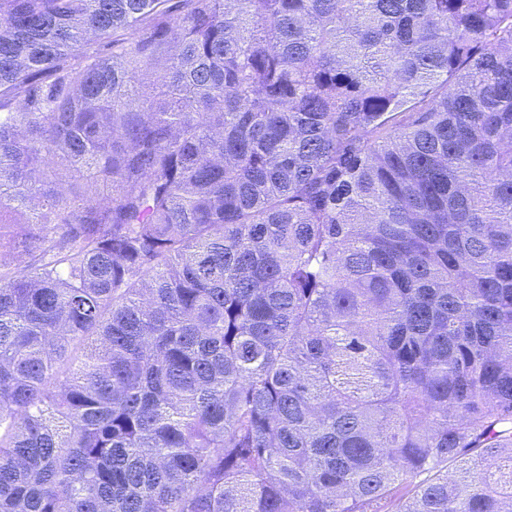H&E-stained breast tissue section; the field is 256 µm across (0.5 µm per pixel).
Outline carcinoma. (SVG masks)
<instances>
[{
	"label": "carcinoma",
	"mask_w": 512,
	"mask_h": 512,
	"mask_svg": "<svg viewBox=\"0 0 512 512\" xmlns=\"http://www.w3.org/2000/svg\"><path fill=\"white\" fill-rule=\"evenodd\" d=\"M3 210L0 512H512V0H0Z\"/></svg>",
	"instance_id": "carcinoma-1"
}]
</instances>
